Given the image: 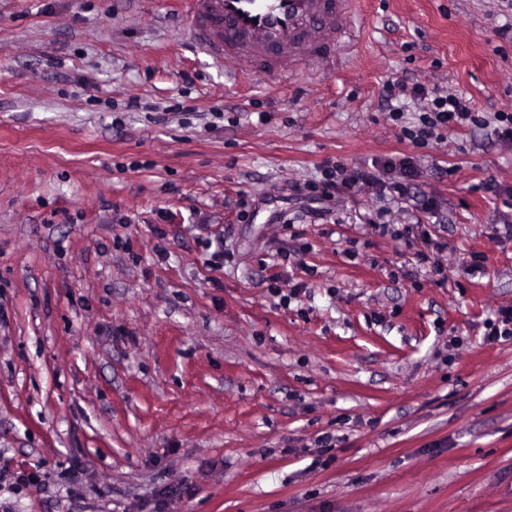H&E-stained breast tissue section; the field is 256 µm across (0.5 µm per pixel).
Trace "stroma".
I'll return each instance as SVG.
<instances>
[{"label":"stroma","instance_id":"obj_1","mask_svg":"<svg viewBox=\"0 0 512 512\" xmlns=\"http://www.w3.org/2000/svg\"><path fill=\"white\" fill-rule=\"evenodd\" d=\"M363 3L333 73L276 86L180 0H0V512H512V145L415 146L382 100L512 112L507 18ZM394 156L405 195L292 190ZM502 325V327L500 326ZM487 341H498L500 338H511L512 336V306L500 309L499 317L490 320L488 325Z\"/></svg>","mask_w":512,"mask_h":512}]
</instances>
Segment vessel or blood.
I'll return each instance as SVG.
<instances>
[{
    "instance_id": "obj_1",
    "label": "vessel or blood",
    "mask_w": 512,
    "mask_h": 512,
    "mask_svg": "<svg viewBox=\"0 0 512 512\" xmlns=\"http://www.w3.org/2000/svg\"><path fill=\"white\" fill-rule=\"evenodd\" d=\"M353 0H183L195 47L216 61L283 80L298 64L326 66L333 33L348 27Z\"/></svg>"
}]
</instances>
